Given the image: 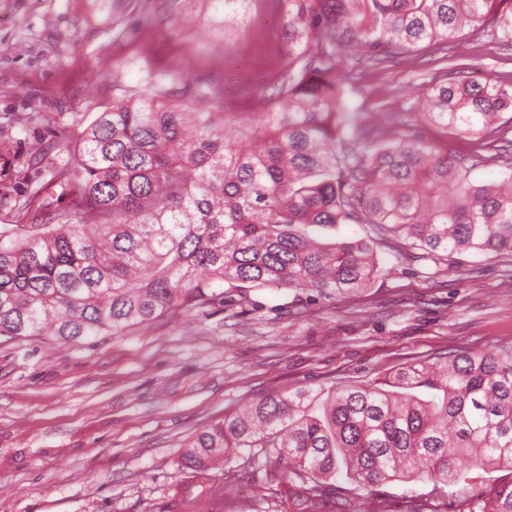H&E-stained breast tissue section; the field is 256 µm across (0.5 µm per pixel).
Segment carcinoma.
Wrapping results in <instances>:
<instances>
[{"mask_svg": "<svg viewBox=\"0 0 512 512\" xmlns=\"http://www.w3.org/2000/svg\"><path fill=\"white\" fill-rule=\"evenodd\" d=\"M132 0H94L117 18ZM301 49L265 113L191 112L163 88L125 95L98 113L75 151L82 183L60 212L0 224V336L78 342L120 334L167 313L252 289L330 296L386 273L375 239L434 263L462 252L512 255V86L453 73L427 92L426 119L482 135L496 153L457 157L398 130L382 135L348 107L338 66L357 44L386 57L424 46L448 56L468 29H502L512 0H284ZM501 168L478 182L479 166ZM341 224L364 237L316 238ZM262 397L192 434V474L246 448L266 449L289 482L310 484L299 512H334L329 487L359 490L348 512H384L376 487L428 479L432 491L480 480L457 512H512V350L451 351L368 383ZM502 476H491L493 472Z\"/></svg>", "mask_w": 512, "mask_h": 512, "instance_id": "cac0c4a2", "label": "carcinoma"}]
</instances>
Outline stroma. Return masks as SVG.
Wrapping results in <instances>:
<instances>
[{
  "instance_id": "35a3bbf8",
  "label": "stroma",
  "mask_w": 512,
  "mask_h": 512,
  "mask_svg": "<svg viewBox=\"0 0 512 512\" xmlns=\"http://www.w3.org/2000/svg\"><path fill=\"white\" fill-rule=\"evenodd\" d=\"M499 37L455 39L444 60L353 48L339 67L348 102L449 154L492 155V140L433 126L422 101L455 71L512 85ZM296 61L269 0H133L115 21L89 0H0V224L35 193L48 211L66 206L73 152L116 98L160 82L173 101L268 112ZM375 248L386 274L358 293L255 290L88 341L0 337V512H297L304 486L267 479L260 449L193 478L184 440L266 395L512 347V255L463 252L438 268ZM242 474L239 497L214 495Z\"/></svg>"
}]
</instances>
